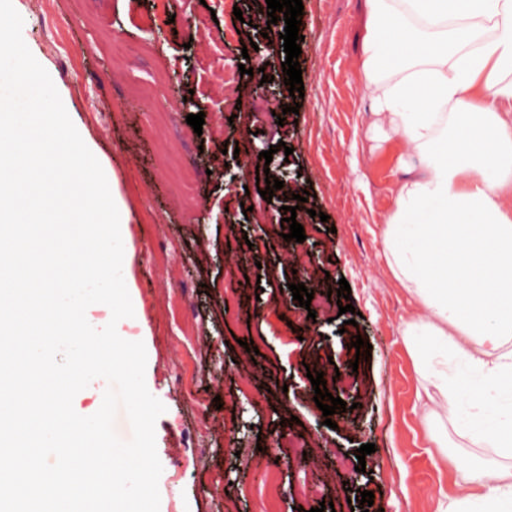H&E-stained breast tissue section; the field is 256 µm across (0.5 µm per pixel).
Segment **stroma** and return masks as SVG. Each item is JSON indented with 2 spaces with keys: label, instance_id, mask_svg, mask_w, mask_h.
<instances>
[{
  "label": "stroma",
  "instance_id": "1",
  "mask_svg": "<svg viewBox=\"0 0 512 512\" xmlns=\"http://www.w3.org/2000/svg\"><path fill=\"white\" fill-rule=\"evenodd\" d=\"M302 3L299 33L312 58L299 115L281 122L273 81L283 47L269 45L272 62L261 73L242 56L259 37L266 0H13L26 45L68 99L126 208L121 236L132 251L123 277L134 315L117 329L144 342L147 388L166 407L155 425L159 512H266L268 478L278 486L276 512H311L323 501L335 512H437L442 496L458 493L464 463L501 462L433 418L403 334L424 309L384 253L404 146L374 138L360 68L365 0ZM198 17L212 20L203 41L192 26ZM241 64L249 72L233 84L234 104L206 113L194 132L184 92L216 96L225 69ZM161 75L177 78L181 94L143 96ZM217 125L223 138L212 134ZM228 140L245 153L225 152ZM281 142V169L308 194L300 205L308 287L324 296L312 315L294 300V275L281 263L285 196L264 200L256 185L263 151ZM168 144L196 176L194 204L174 192ZM254 240L265 249L250 251ZM343 279L359 313L353 325L332 295ZM228 288L234 322L224 319ZM359 338L372 346L369 359L356 358ZM311 367L339 375L335 392L347 408L328 426ZM432 429L447 433V447L431 443ZM284 433L304 453L273 448ZM367 443L375 451L359 474L357 450ZM365 490L374 494L368 508Z\"/></svg>",
  "mask_w": 512,
  "mask_h": 512
}]
</instances>
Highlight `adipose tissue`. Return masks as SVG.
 Returning a JSON list of instances; mask_svg holds the SVG:
<instances>
[{"label":"adipose tissue","mask_w":512,"mask_h":512,"mask_svg":"<svg viewBox=\"0 0 512 512\" xmlns=\"http://www.w3.org/2000/svg\"><path fill=\"white\" fill-rule=\"evenodd\" d=\"M366 3L364 93L423 166L398 181L383 231L393 277L424 309L403 333L436 409L512 457V0ZM454 359L484 393L464 420ZM474 504L512 512V467L470 469L438 512Z\"/></svg>","instance_id":"obj_1"}]
</instances>
